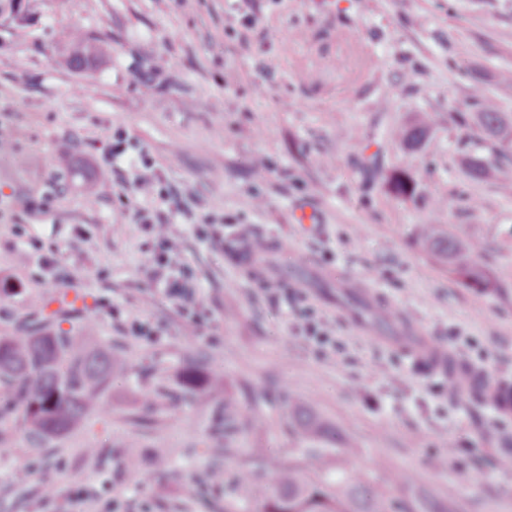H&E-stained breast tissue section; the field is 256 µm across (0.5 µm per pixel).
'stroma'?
I'll list each match as a JSON object with an SVG mask.
<instances>
[{
	"mask_svg": "<svg viewBox=\"0 0 512 512\" xmlns=\"http://www.w3.org/2000/svg\"><path fill=\"white\" fill-rule=\"evenodd\" d=\"M32 21L18 27L0 0V332L13 328L63 290L83 294L84 316L67 322L97 348L124 352L100 411L59 447L37 451L22 430L0 434V512H73L79 488L93 495L82 512H224L223 494L202 493L210 469L213 410L247 391L267 398L250 406L245 440L222 455L231 475L251 448L280 460L303 441L288 419L289 402L314 403L355 447L347 468L384 488L400 471L413 480L396 490L415 506L437 500L450 512H512V413L449 396L448 381L402 363L386 344L357 336L337 320L315 288L268 290L224 247L199 239L192 217L213 212L228 234L271 247L266 275L287 280L308 267L353 280L391 300L404 323L447 345L461 367L512 381V192L467 179L460 160L478 150L476 128L452 113L477 111L494 98L512 115V94L497 79L512 72V0H23ZM255 21L246 26L242 12ZM97 38L89 70L60 61L73 32ZM276 63L265 74L267 60ZM430 112L427 146L403 149L392 132L413 113ZM123 128L161 165L185 205L175 220L194 286L212 315L204 336L139 268L143 241L124 214L129 204L99 179L95 204L83 184L104 168L106 132ZM380 151L384 169L407 171L413 197L381 182L365 185L356 161ZM313 207L304 227L297 208ZM422 224L462 232L482 247L481 262L498 288L459 282L416 238ZM96 237L84 252L74 235ZM53 245L61 260L56 287L36 280V261L18 259L29 242ZM119 306L108 317L101 302ZM310 307L334 321L335 362L321 358L292 327ZM160 323V342L129 332L134 318ZM223 374L210 394L193 396L177 375L199 356ZM166 408L146 416L153 397ZM106 446L96 469L84 451ZM145 456L141 472L130 453ZM18 468L30 484L14 481ZM466 470L467 481L456 473Z\"/></svg>",
	"mask_w": 512,
	"mask_h": 512,
	"instance_id": "1",
	"label": "stroma"
}]
</instances>
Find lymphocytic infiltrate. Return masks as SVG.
I'll return each instance as SVG.
<instances>
[{
  "instance_id": "lymphocytic-infiltrate-1",
  "label": "lymphocytic infiltrate",
  "mask_w": 512,
  "mask_h": 512,
  "mask_svg": "<svg viewBox=\"0 0 512 512\" xmlns=\"http://www.w3.org/2000/svg\"><path fill=\"white\" fill-rule=\"evenodd\" d=\"M126 160L134 167L132 183L117 181V194L133 191L139 203L130 213L146 241L141 248L140 268L158 290L176 301L181 315L202 322L206 308L191 286L193 274L183 257L184 241L173 229L175 209L169 208V193L161 166L146 149L136 147L122 128L111 129L108 135V162ZM297 333L312 342L324 359H331L336 347L334 327L310 308L295 310L292 315Z\"/></svg>"
}]
</instances>
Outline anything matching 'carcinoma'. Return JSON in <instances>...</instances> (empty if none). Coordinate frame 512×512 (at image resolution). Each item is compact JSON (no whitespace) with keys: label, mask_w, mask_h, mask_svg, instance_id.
I'll return each mask as SVG.
<instances>
[{"label":"carcinoma","mask_w":512,"mask_h":512,"mask_svg":"<svg viewBox=\"0 0 512 512\" xmlns=\"http://www.w3.org/2000/svg\"><path fill=\"white\" fill-rule=\"evenodd\" d=\"M74 45L64 57L63 64L71 69L92 66L99 53L96 39L74 33ZM480 127L483 140L498 144L496 153L512 147V122L487 99L483 109L468 117L460 112L454 116L456 125L464 127L469 120ZM431 134L429 117L419 112L398 133L403 147L418 151ZM466 177L474 183L498 180L512 181V169H501L492 160L479 153H470L461 159ZM387 189L402 197L415 192V180L403 170H394L384 177ZM419 240L442 263L448 272L470 288L484 291L496 287L487 269L478 257L479 247L470 238L460 234H444L426 225L417 232ZM224 254L245 263L253 275L264 278V259L255 255L242 238L224 240ZM126 370L123 360L112 354L110 348L92 349L85 339L75 333L61 335L40 319H34L15 332L0 333V379L8 384L6 402L10 407L0 408V423L9 419L10 410L20 411L21 424L28 440L36 447H45L78 429L86 417L102 407L104 395L112 383V374ZM218 379L209 366H191L179 376L181 387L197 395L212 389ZM223 424L219 438L224 448L215 452H231L236 437L249 425L248 411L237 400L226 397L222 407ZM291 423L307 441L336 446V460H328L317 448L305 449L314 457L316 466L307 473L294 462L270 458L266 448L258 449L251 468L237 476L228 489L234 502L224 506V512H252L255 488L264 474V468L275 465V483L266 497L262 512H416L415 507H393L384 492L376 490L364 477L346 469L347 457L353 452L343 445L336 431L326 425L311 405H297L290 414Z\"/></svg>","instance_id":"cac0c4a2"}]
</instances>
